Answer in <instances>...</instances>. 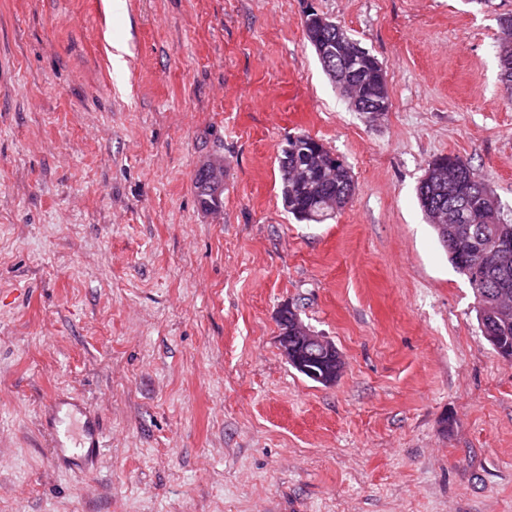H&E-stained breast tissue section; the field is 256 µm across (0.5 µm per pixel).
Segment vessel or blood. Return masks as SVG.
I'll return each instance as SVG.
<instances>
[{"label":"vessel or blood","instance_id":"b4317fda","mask_svg":"<svg viewBox=\"0 0 512 512\" xmlns=\"http://www.w3.org/2000/svg\"><path fill=\"white\" fill-rule=\"evenodd\" d=\"M44 423L51 437L56 458L68 455L69 446H76L72 455L75 465L94 468L104 448L105 434L98 413L76 396H56L43 408Z\"/></svg>","mask_w":512,"mask_h":512}]
</instances>
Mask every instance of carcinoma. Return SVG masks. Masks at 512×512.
<instances>
[{
    "mask_svg": "<svg viewBox=\"0 0 512 512\" xmlns=\"http://www.w3.org/2000/svg\"><path fill=\"white\" fill-rule=\"evenodd\" d=\"M307 39H334L336 26L321 23L318 13H312L303 20ZM360 66L366 76L365 94L367 100L376 95L388 97L387 72L383 64L372 54L364 57ZM302 148L295 149L296 143L286 139L278 154L280 195L284 208L299 222L321 224L331 218L329 205L343 210L349 203L344 197L345 188L352 179L349 167L338 158L315 171L307 169L305 152L311 151L314 138L307 135L301 140ZM448 165L464 172V186L470 190L469 205L475 218L469 227H455L450 224L443 228L435 223L434 204L448 200V192H440L433 177L417 186L416 196L428 223L432 224L448 252L452 265L468 281L475 274L466 269V257L477 252V260L482 264L484 288L473 289L475 301L482 304V314L477 316L481 332L493 337V348L501 356L512 357V306L508 311L497 309L491 297H482V291H492L508 287V301L512 303V253L502 257L496 250L497 242L503 238L512 239V224H491L489 213L496 205L493 198L483 196L484 184L473 172L471 165L458 155H447ZM194 192L199 206L204 211L223 204L224 188L214 186L209 181L205 168H200L194 179Z\"/></svg>",
    "mask_w": 512,
    "mask_h": 512,
    "instance_id": "obj_1",
    "label": "carcinoma"
}]
</instances>
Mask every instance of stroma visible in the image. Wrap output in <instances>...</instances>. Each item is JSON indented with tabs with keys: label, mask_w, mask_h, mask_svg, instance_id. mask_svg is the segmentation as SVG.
Segmentation results:
<instances>
[{
	"label": "stroma",
	"mask_w": 512,
	"mask_h": 512,
	"mask_svg": "<svg viewBox=\"0 0 512 512\" xmlns=\"http://www.w3.org/2000/svg\"><path fill=\"white\" fill-rule=\"evenodd\" d=\"M387 70L367 121L307 7ZM512 0H0V512H512V360L416 188L454 154L512 220ZM307 134L349 205L297 221L277 155ZM224 161L219 213L193 188ZM292 306L333 386L276 342ZM106 446L56 463L46 399ZM286 309V306L281 308L277 316V342L281 354L307 379L326 387L333 386L336 383V372H339L340 376L343 369L342 359L336 358V346L324 337L314 334L297 318L294 319V326L289 331L288 322L290 323L293 313L286 312ZM334 362L336 369L332 367ZM75 408L83 417L79 435L65 425L61 413L64 409ZM45 430L48 431L54 448L55 460L67 458L75 466L85 470L94 469L105 448V434L98 413L85 405L77 396H56L49 399L43 408ZM70 445L80 448V453L67 456Z\"/></svg>",
	"instance_id": "1"
}]
</instances>
